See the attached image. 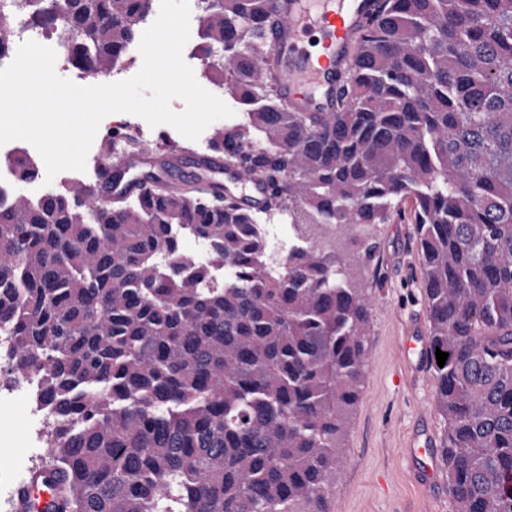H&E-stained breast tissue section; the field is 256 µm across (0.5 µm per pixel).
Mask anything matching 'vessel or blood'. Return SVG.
<instances>
[{
  "instance_id": "obj_1",
  "label": "vessel or blood",
  "mask_w": 512,
  "mask_h": 512,
  "mask_svg": "<svg viewBox=\"0 0 512 512\" xmlns=\"http://www.w3.org/2000/svg\"><path fill=\"white\" fill-rule=\"evenodd\" d=\"M376 0H275V22L269 30L272 53L263 69L278 97L297 112H332L336 109L337 74L354 51V37L376 11ZM321 35V50L312 55L302 47L309 26ZM184 156L137 146L98 162L94 195L105 200L132 195L141 188L146 172L179 167ZM198 169L207 174L210 191L233 200L240 208L257 210L271 193L266 181L239 170H228L218 155H201ZM429 438L414 437L408 455L418 479L431 483L436 476ZM50 472L30 468L12 501L14 512H56Z\"/></svg>"
}]
</instances>
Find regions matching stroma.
<instances>
[{
  "mask_svg": "<svg viewBox=\"0 0 512 512\" xmlns=\"http://www.w3.org/2000/svg\"><path fill=\"white\" fill-rule=\"evenodd\" d=\"M127 120L152 148L188 147L184 167L172 178L184 185L193 180L197 141L174 129L162 140L143 118L131 114ZM369 235L378 245L373 261L353 265L354 285L371 308L367 356L359 397L342 439L343 469L330 490L329 510L452 512L446 467H439L437 483L424 486L404 456L416 430L427 428L436 441L444 431L435 410L431 367L414 366L405 353L413 327H429L415 229L407 221L375 224ZM35 452L31 425L20 404L1 402L0 463L20 472L37 465Z\"/></svg>",
  "mask_w": 512,
  "mask_h": 512,
  "instance_id": "obj_1",
  "label": "stroma"
}]
</instances>
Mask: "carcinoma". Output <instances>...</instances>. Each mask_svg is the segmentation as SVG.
Returning a JSON list of instances; mask_svg holds the SVG:
<instances>
[{"label":"carcinoma","instance_id":"1","mask_svg":"<svg viewBox=\"0 0 512 512\" xmlns=\"http://www.w3.org/2000/svg\"><path fill=\"white\" fill-rule=\"evenodd\" d=\"M150 4L19 2L101 76ZM200 5L203 70L249 108L211 152L270 181L267 210L348 231L411 203L453 512H512V0H379L334 112L263 78L274 0ZM205 193L0 203V376L41 380L59 512H329L371 308L335 250L273 272L256 212ZM175 225L236 278L206 286Z\"/></svg>","mask_w":512,"mask_h":512}]
</instances>
